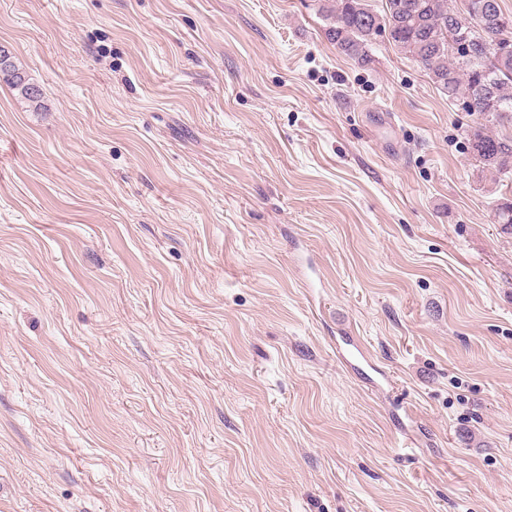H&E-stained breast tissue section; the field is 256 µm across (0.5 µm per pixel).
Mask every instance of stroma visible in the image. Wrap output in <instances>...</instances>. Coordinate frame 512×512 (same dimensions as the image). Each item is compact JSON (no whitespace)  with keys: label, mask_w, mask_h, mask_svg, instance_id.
Listing matches in <instances>:
<instances>
[{"label":"stroma","mask_w":512,"mask_h":512,"mask_svg":"<svg viewBox=\"0 0 512 512\" xmlns=\"http://www.w3.org/2000/svg\"><path fill=\"white\" fill-rule=\"evenodd\" d=\"M317 0H0V512H512V189ZM0 48V74L3 79L27 101L38 105L41 99V93L38 86L31 83L25 73L21 71L11 60L10 53Z\"/></svg>","instance_id":"35a3bbf8"}]
</instances>
